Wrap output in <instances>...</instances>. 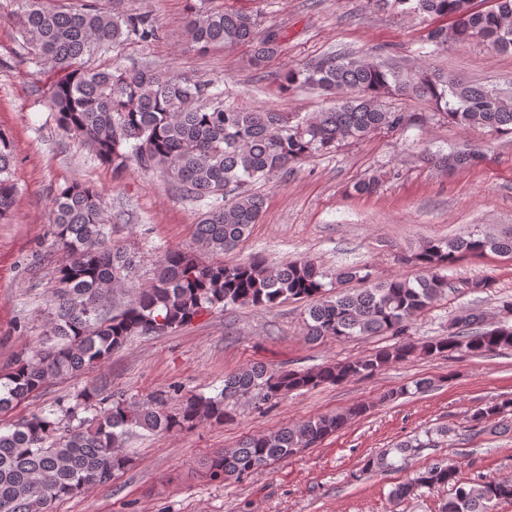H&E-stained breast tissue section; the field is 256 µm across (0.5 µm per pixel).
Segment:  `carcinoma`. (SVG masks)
Segmentation results:
<instances>
[{
  "label": "carcinoma",
  "mask_w": 512,
  "mask_h": 512,
  "mask_svg": "<svg viewBox=\"0 0 512 512\" xmlns=\"http://www.w3.org/2000/svg\"><path fill=\"white\" fill-rule=\"evenodd\" d=\"M403 12L446 17L451 27L429 30L426 41L436 47L452 41H473L498 52H512V0H491L485 9L474 0H371ZM17 24L28 52L50 68L44 101L59 126L87 145L97 160L119 175L131 166L158 171L184 196L209 198L196 225L199 245L224 254L237 248L251 225L259 222L263 201L246 185L347 139L407 126L403 112L386 110L385 95L424 99L448 121L462 127H485L512 133V92L466 83L423 69L404 71L388 63L350 56H327L283 75L288 86L320 89L336 103L308 117L271 110L224 107V93L151 65L125 70L91 67L87 58L132 37L155 39L152 17L115 14L86 0L79 8L55 6L48 0H19ZM261 20L248 11L204 6L189 16L186 33L196 47L232 48L249 45L251 62L261 66L279 48L281 32H259ZM468 151L436 154L434 163L450 170L475 164ZM13 153L8 135L0 131V216L17 196L10 170ZM54 246L67 254L59 269L52 307L47 315L52 342L18 357L0 375V413L7 412L40 390L51 378L78 376L105 363L112 351L137 335L167 336L206 312L227 305L269 306L279 301H311L306 336L342 341L363 336L407 335L412 321L431 308L452 285L441 270L456 258L487 251L512 258V234L500 237L469 233L448 241L427 240L405 257L422 269L414 280L390 278L359 289L347 287L366 280L355 267L336 273V293L328 294L327 274L308 259L268 267L260 259L245 263L204 262L195 254L169 250L150 285L121 311L108 308L112 291L125 285L134 269L133 256L108 244L102 194L82 184L61 189L52 207ZM452 331L418 344L399 341L357 359L322 365L314 370H271L253 363L224 378L216 397H194L179 410H164V399L140 404L114 398L91 418L77 410L99 400L101 389L89 387L76 395L67 415L78 419L60 433L59 421L35 414L0 433V512H52L55 502L90 485H103L126 469L123 439L139 429L170 432L200 421L232 418L227 400L248 397L273 405L286 394L322 385L366 378L390 364L417 356L484 357L512 349V325H485V315L463 309L452 318ZM432 386L429 378L413 388L384 395L393 401ZM361 403L345 413L326 414L275 432L245 438L235 448L206 460L212 480L241 479L273 462L311 448L367 413ZM471 431L480 435L512 429V401H488L473 409ZM452 432L447 425L425 431L369 457L363 472L389 470L419 448L435 447V438ZM451 488L440 512H498L512 503V476L463 482L459 465L450 459L413 472L390 493L405 499L426 488Z\"/></svg>",
  "instance_id": "1"
}]
</instances>
